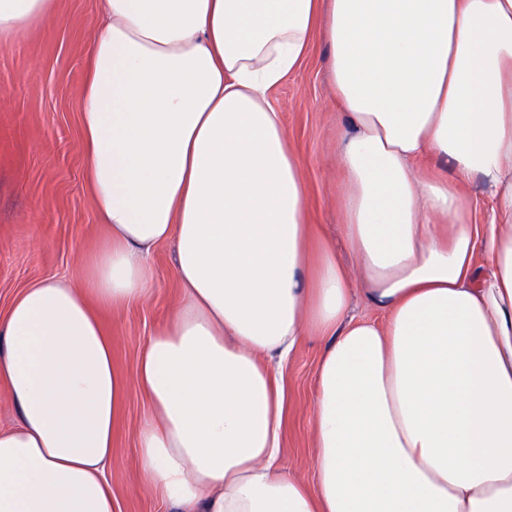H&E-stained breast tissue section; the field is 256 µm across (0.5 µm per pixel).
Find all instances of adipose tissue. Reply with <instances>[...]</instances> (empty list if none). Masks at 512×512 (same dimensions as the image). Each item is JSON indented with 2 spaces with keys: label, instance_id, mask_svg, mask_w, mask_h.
<instances>
[{
  "label": "adipose tissue",
  "instance_id": "obj_1",
  "mask_svg": "<svg viewBox=\"0 0 512 512\" xmlns=\"http://www.w3.org/2000/svg\"><path fill=\"white\" fill-rule=\"evenodd\" d=\"M55 6L0 0V44ZM315 38L347 123L349 266L311 250L269 96ZM81 125L109 237L80 280L34 283L0 318L19 417L0 512H119L131 385L148 487L181 512H512V0H103ZM169 241L182 300L129 383L99 312L149 297ZM357 290L376 318L351 315ZM306 337L327 341L311 488L278 465L277 370Z\"/></svg>",
  "mask_w": 512,
  "mask_h": 512
}]
</instances>
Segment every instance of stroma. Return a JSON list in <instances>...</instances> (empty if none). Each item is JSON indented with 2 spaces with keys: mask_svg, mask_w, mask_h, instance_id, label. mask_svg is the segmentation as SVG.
Masks as SVG:
<instances>
[{
  "mask_svg": "<svg viewBox=\"0 0 512 512\" xmlns=\"http://www.w3.org/2000/svg\"><path fill=\"white\" fill-rule=\"evenodd\" d=\"M100 10V0H57L53 20L34 25L12 46H0V315L23 288L57 275L77 276L107 237L91 200L81 147L86 60ZM327 56V47L315 43L270 97L283 114L303 172L314 243L335 246L347 264L336 165L341 123L325 78ZM151 263L150 297L103 314L113 362L129 381L143 346L181 297L173 245L157 247ZM323 346L319 338L302 340L283 373L281 466L308 485L315 482L313 378ZM148 408L141 394L129 389L113 431L117 453L108 477L120 512H174L145 489L138 430Z\"/></svg>",
  "mask_w": 512,
  "mask_h": 512,
  "instance_id": "obj_1",
  "label": "stroma"
}]
</instances>
